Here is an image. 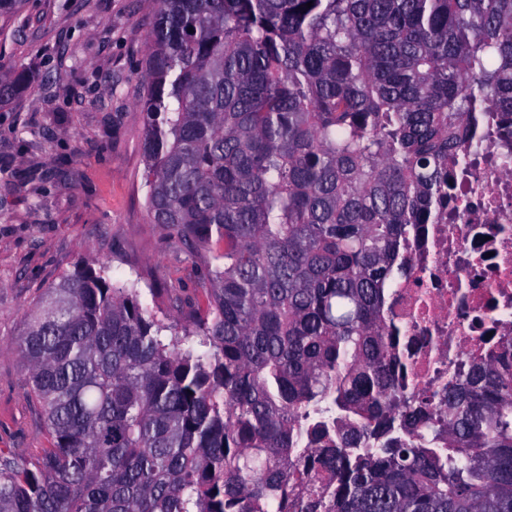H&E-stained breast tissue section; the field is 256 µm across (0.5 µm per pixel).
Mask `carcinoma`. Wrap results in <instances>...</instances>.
I'll use <instances>...</instances> for the list:
<instances>
[{"label":"carcinoma","mask_w":512,"mask_h":512,"mask_svg":"<svg viewBox=\"0 0 512 512\" xmlns=\"http://www.w3.org/2000/svg\"><path fill=\"white\" fill-rule=\"evenodd\" d=\"M156 2L147 215L207 305L103 263L47 289L18 348L52 446L0 448V512H512V338L404 397L384 313L467 115L512 119V0Z\"/></svg>","instance_id":"1"}]
</instances>
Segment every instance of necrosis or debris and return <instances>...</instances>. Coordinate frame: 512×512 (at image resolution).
Instances as JSON below:
<instances>
[{"mask_svg":"<svg viewBox=\"0 0 512 512\" xmlns=\"http://www.w3.org/2000/svg\"><path fill=\"white\" fill-rule=\"evenodd\" d=\"M469 131L474 152L432 223L403 240L385 294L399 383L431 398L512 335V123L477 119Z\"/></svg>","mask_w":512,"mask_h":512,"instance_id":"obj_1","label":"necrosis or debris"}]
</instances>
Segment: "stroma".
<instances>
[{
  "label": "stroma",
  "mask_w": 512,
  "mask_h": 512,
  "mask_svg": "<svg viewBox=\"0 0 512 512\" xmlns=\"http://www.w3.org/2000/svg\"><path fill=\"white\" fill-rule=\"evenodd\" d=\"M153 0H27L0 30V72L26 86L0 105V448H46L16 340L45 289L81 261L138 280L141 300L185 319L201 272L146 216L142 75Z\"/></svg>",
  "instance_id": "35a3bbf8"
}]
</instances>
